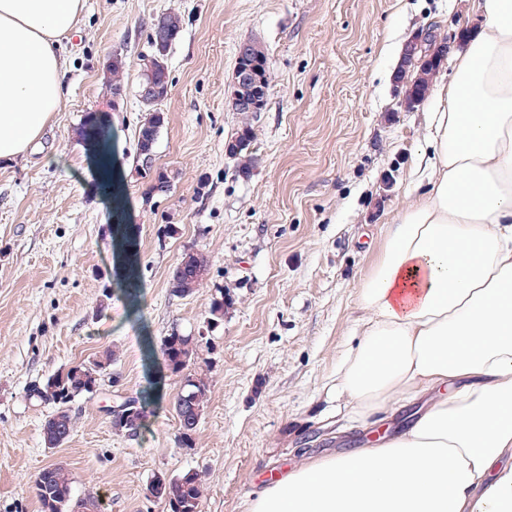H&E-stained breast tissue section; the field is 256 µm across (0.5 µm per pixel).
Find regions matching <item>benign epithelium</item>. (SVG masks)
<instances>
[{"instance_id": "1", "label": "benign epithelium", "mask_w": 512, "mask_h": 512, "mask_svg": "<svg viewBox=\"0 0 512 512\" xmlns=\"http://www.w3.org/2000/svg\"><path fill=\"white\" fill-rule=\"evenodd\" d=\"M173 41L171 35L161 29L158 30L151 53L143 58L139 98L149 112L153 111L154 103L168 96V53ZM449 52L450 45L436 42L433 32L429 30H418L406 41L401 63L392 76L394 96L406 110L419 108L425 99L421 97L415 85L400 78L399 72L410 66L416 67L418 79L427 80L440 69ZM229 96L234 102L248 98L251 100L252 111H264L267 94L262 88L259 64H243L241 56H236ZM138 411L139 402L136 399L124 400L121 406L112 408L114 424L126 423L127 420L134 418Z\"/></svg>"}]
</instances>
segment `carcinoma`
Instances as JSON below:
<instances>
[{"mask_svg":"<svg viewBox=\"0 0 512 512\" xmlns=\"http://www.w3.org/2000/svg\"><path fill=\"white\" fill-rule=\"evenodd\" d=\"M244 61L265 66V83H270V63L265 49L258 43L246 42L239 46ZM243 175H248L255 166L253 152L244 148L233 155ZM208 262L198 253H187L172 271L171 287L180 295L192 294L207 274ZM219 296L212 299L208 324L216 327L224 321V311L233 307L236 298L231 293L218 290ZM203 337L181 333L171 335L166 342L171 364L181 378L180 392L175 404L179 421V445L191 448L205 405L208 402L210 362L199 360L198 351ZM114 360L108 351L100 358L82 362L35 379L26 387L25 397L34 406H49L52 411L43 425V441L47 448H57L70 437L73 418L70 404L79 396L96 391L104 371ZM73 477L63 464L56 463L43 469L34 485V493L41 512H63V506L71 500ZM202 495L199 474L194 471L169 480L166 487L156 494L163 501L167 512H199Z\"/></svg>","mask_w":512,"mask_h":512,"instance_id":"cac0c4a2","label":"carcinoma"}]
</instances>
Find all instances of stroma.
<instances>
[{
	"label": "stroma",
	"instance_id": "stroma-1",
	"mask_svg": "<svg viewBox=\"0 0 512 512\" xmlns=\"http://www.w3.org/2000/svg\"><path fill=\"white\" fill-rule=\"evenodd\" d=\"M167 12L182 28L146 172L139 70ZM479 19L473 0H84L61 40L68 97L25 156L0 162V512H40L33 481L59 462L75 477L72 502L96 499L99 512H166L154 475L189 470L203 482L200 512H248L284 470L362 446L364 428L337 415L327 378L356 330L382 229L420 191L428 120L427 107L398 105L391 76L412 32L452 40ZM250 40L265 47L271 79L265 110L245 117L228 88ZM116 52L117 98L106 69ZM91 113L109 131L106 172L84 137ZM246 120L247 178L224 153ZM188 252L209 270L181 296L170 279ZM220 288L236 303L211 328ZM175 330L206 336L199 355L212 364L188 452L180 379L161 351ZM107 350L99 389L71 405V436L45 448L49 410L25 400L27 384ZM151 391L137 433L113 430L107 407Z\"/></svg>",
	"mask_w": 512,
	"mask_h": 512
}]
</instances>
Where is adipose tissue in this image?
Returning <instances> with one entry per match:
<instances>
[{
  "mask_svg": "<svg viewBox=\"0 0 512 512\" xmlns=\"http://www.w3.org/2000/svg\"><path fill=\"white\" fill-rule=\"evenodd\" d=\"M436 85L425 190L386 227L331 375L347 420L421 408L402 432L291 469L249 512H512V0ZM82 0H0V160L59 111V38Z\"/></svg>",
  "mask_w": 512,
  "mask_h": 512,
  "instance_id": "1",
  "label": "adipose tissue"
}]
</instances>
